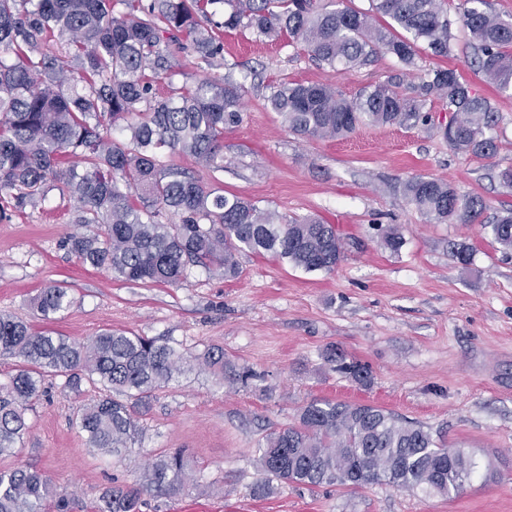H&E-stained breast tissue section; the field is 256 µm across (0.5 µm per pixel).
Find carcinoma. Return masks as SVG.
<instances>
[{"instance_id": "1", "label": "carcinoma", "mask_w": 512, "mask_h": 512, "mask_svg": "<svg viewBox=\"0 0 512 512\" xmlns=\"http://www.w3.org/2000/svg\"><path fill=\"white\" fill-rule=\"evenodd\" d=\"M445 0H370L359 10L346 0H0V217L21 212L59 191L76 203L78 224L104 232L66 238L85 265L128 282L176 284L189 265L238 273L243 251L270 254L306 272H332L343 258L336 228L315 218L287 219L235 194L208 189L164 155L182 154L209 171H224V130L242 122L245 85L204 76L174 84L177 54L198 64L221 59L226 29L258 39L292 37L313 59L334 68L366 65L379 52L415 66L419 49L452 53ZM462 24L476 50V71L500 91H512V17L465 0ZM405 31L407 36L399 35ZM411 96L393 81L352 98L329 84L281 82L267 105L297 136L340 138L367 125L411 127L428 121L423 97L446 105L449 146L491 158L497 116L453 69L429 71ZM403 193L429 222L469 224L486 209L479 196L448 182L413 176ZM492 241L512 251V209L487 225ZM71 304L67 289L42 288L33 309L43 319ZM19 360L0 395V457L13 453L28 426L25 411L45 377L76 387L81 375L101 395L76 424L87 444L120 454L132 446L137 414L156 391L198 364L224 380V349L187 356L155 338L104 330L75 343L0 313V357ZM325 360L362 385L368 366L331 349ZM266 478L359 488L387 484L457 497L478 468L473 455L449 448L419 425L371 404L312 401L298 421L266 437L256 449ZM189 460L181 451L148 470L160 491L184 484ZM141 488L117 482L99 512H138ZM68 512L69 501L37 470L0 469V512H44L48 501Z\"/></svg>"}]
</instances>
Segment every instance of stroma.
<instances>
[{"instance_id": "35a3bbf8", "label": "stroma", "mask_w": 512, "mask_h": 512, "mask_svg": "<svg viewBox=\"0 0 512 512\" xmlns=\"http://www.w3.org/2000/svg\"><path fill=\"white\" fill-rule=\"evenodd\" d=\"M463 4L448 0L451 55L420 51L410 71L386 53L353 70L332 69L285 38L224 34L223 64L213 74H232L246 86L243 120L224 132V169L213 173L179 154L165 163L261 209L334 225L344 247L334 272H307L246 252L233 278L195 266L176 285L125 282L68 250L65 240L79 226L73 202L58 191L41 208L0 218V313L76 342L112 329L190 355L220 346L235 370L252 373L222 385L204 369L181 376L150 400L138 440L119 457L89 447L75 424L98 387L47 380L25 414L23 441L0 458V469L46 474L69 498L70 512H97L113 482L142 485L152 461L178 450L192 478L176 492L144 489L138 512L189 504L224 512L245 505L250 512H512V254L483 230L495 212L512 208V187L499 177L512 167V94L498 93L471 68ZM442 66L457 69L495 108L494 157L456 152L439 128L421 125L364 127L344 140L303 138L265 103L284 80L331 84L348 95L388 80L410 90L422 72ZM415 175L482 196L490 209L472 224L429 223L402 192ZM392 225L403 235L395 253L381 242L382 229ZM454 243L473 248L470 265L453 259ZM51 283L66 288L72 303L44 320L33 315L30 300ZM330 348L368 365L370 385L333 371L324 359ZM314 400L390 410L472 453L477 474L454 499L384 484L350 489L282 481L269 496L256 497L252 487L263 477L258 444L296 423Z\"/></svg>"}]
</instances>
